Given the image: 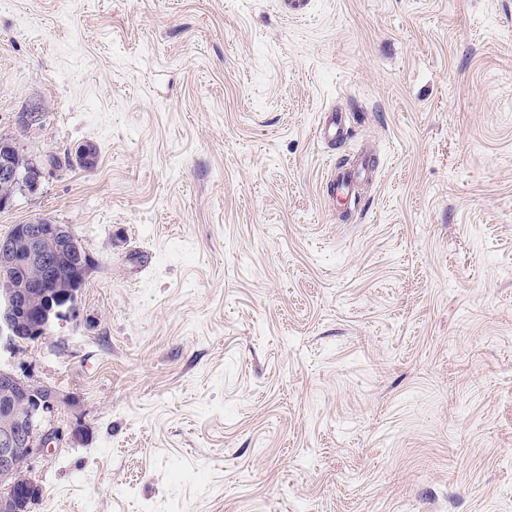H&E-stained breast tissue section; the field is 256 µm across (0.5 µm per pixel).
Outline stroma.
<instances>
[{
    "label": "stroma",
    "mask_w": 512,
    "mask_h": 512,
    "mask_svg": "<svg viewBox=\"0 0 512 512\" xmlns=\"http://www.w3.org/2000/svg\"><path fill=\"white\" fill-rule=\"evenodd\" d=\"M1 136L0 238L93 260L0 351L57 395L31 512H512V0H0ZM349 129L346 114L328 107L324 110L323 120L315 126L314 138L329 150L341 148L349 138ZM0 150V210L7 208L13 198V187L19 182L17 167L12 156V146L1 139ZM3 188L9 189L7 192ZM377 171L375 160L367 155L338 162L325 176L324 194L329 200H342L349 213H357L360 204V187L372 182Z\"/></svg>",
    "instance_id": "obj_1"
}]
</instances>
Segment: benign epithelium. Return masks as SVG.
Returning <instances> with one entry per match:
<instances>
[{
  "instance_id": "benign-epithelium-1",
  "label": "benign epithelium",
  "mask_w": 512,
  "mask_h": 512,
  "mask_svg": "<svg viewBox=\"0 0 512 512\" xmlns=\"http://www.w3.org/2000/svg\"><path fill=\"white\" fill-rule=\"evenodd\" d=\"M19 182L12 146L0 145V210L13 198ZM14 234L29 240L26 256L16 253L10 239L0 240V342L15 346L22 342L20 313L36 303L43 288L60 287L58 260L74 253L83 255L70 227L17 224ZM73 312L69 303L59 309L51 305L34 315L32 339L44 336L52 323ZM56 396L53 391L0 368V512H24L36 495L31 478L32 461L59 440L53 426Z\"/></svg>"
}]
</instances>
